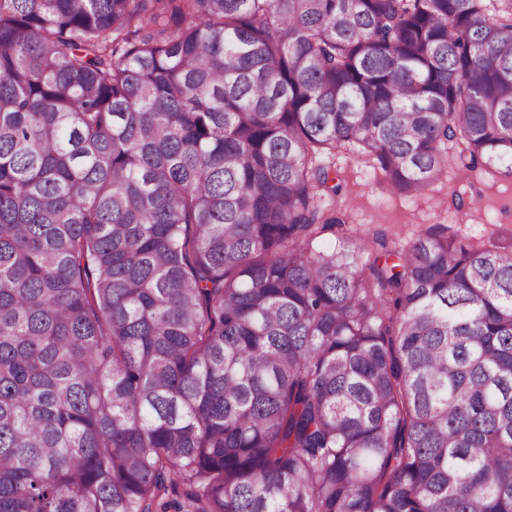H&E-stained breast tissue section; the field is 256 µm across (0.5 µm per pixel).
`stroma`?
<instances>
[{"mask_svg": "<svg viewBox=\"0 0 512 512\" xmlns=\"http://www.w3.org/2000/svg\"><path fill=\"white\" fill-rule=\"evenodd\" d=\"M323 161L341 187L334 203L347 209L350 217L344 232L368 244L382 236L390 245L403 248L444 224L449 235L461 241L512 250V178L478 179L480 198L459 210L451 204L458 185L456 173H449L421 196L409 198L383 184L356 146L336 148Z\"/></svg>", "mask_w": 512, "mask_h": 512, "instance_id": "35a3bbf8", "label": "stroma"}]
</instances>
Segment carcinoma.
Instances as JSON below:
<instances>
[{"label":"carcinoma","instance_id":"1","mask_svg":"<svg viewBox=\"0 0 512 512\" xmlns=\"http://www.w3.org/2000/svg\"><path fill=\"white\" fill-rule=\"evenodd\" d=\"M346 144L511 178L512 0H0V512H512V251ZM367 158L353 145L337 147L323 158L341 187L327 204L348 210L350 224L343 226L346 234L365 239L372 248H378L376 238L381 236L392 248H403L437 224H445L448 235L461 241L512 250V178L481 177L475 186L482 196L470 208L457 210L450 202L459 185L456 173L448 172L447 179L409 198L383 184Z\"/></svg>","mask_w":512,"mask_h":512}]
</instances>
